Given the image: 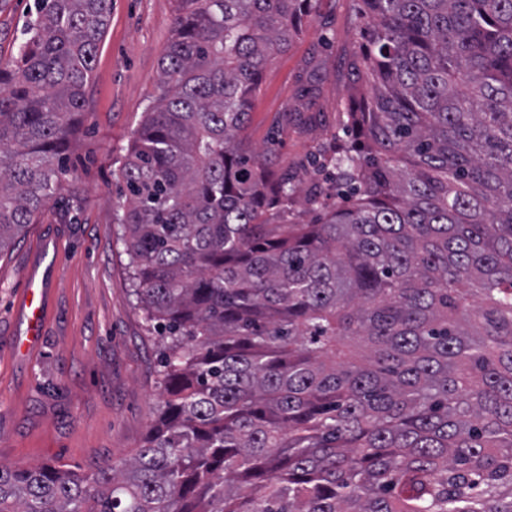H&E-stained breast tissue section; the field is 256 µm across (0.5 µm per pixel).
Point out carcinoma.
Wrapping results in <instances>:
<instances>
[{"mask_svg":"<svg viewBox=\"0 0 512 512\" xmlns=\"http://www.w3.org/2000/svg\"><path fill=\"white\" fill-rule=\"evenodd\" d=\"M122 168L162 400L92 478L0 465V512H512V0H361L376 80L314 171L245 131L317 0H176ZM111 0H37L0 61V251L60 189ZM351 202L342 189L332 190L324 200L323 207L318 210H309L301 204L294 205L291 211L292 214L288 217V224L289 219L292 222L291 224H314L325 212L348 206Z\"/></svg>","mask_w":512,"mask_h":512,"instance_id":"obj_1","label":"carcinoma"}]
</instances>
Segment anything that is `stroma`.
I'll return each instance as SVG.
<instances>
[{
	"label": "stroma",
	"instance_id": "1",
	"mask_svg": "<svg viewBox=\"0 0 512 512\" xmlns=\"http://www.w3.org/2000/svg\"><path fill=\"white\" fill-rule=\"evenodd\" d=\"M35 0H0V58L25 39ZM360 0H319L302 36L263 72L246 134L273 146L296 185L341 136L348 61L368 47ZM175 0H112L59 193L0 253V465L65 466L92 477L143 445L161 400L156 333L121 238L120 170L172 37ZM316 96H304L307 85ZM44 281L43 334L17 348L29 279Z\"/></svg>",
	"mask_w": 512,
	"mask_h": 512
}]
</instances>
